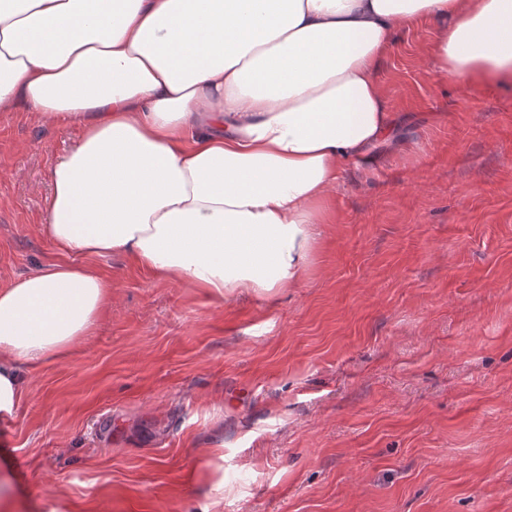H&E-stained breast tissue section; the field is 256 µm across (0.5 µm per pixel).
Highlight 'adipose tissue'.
Masks as SVG:
<instances>
[{"instance_id": "adipose-tissue-1", "label": "adipose tissue", "mask_w": 512, "mask_h": 512, "mask_svg": "<svg viewBox=\"0 0 512 512\" xmlns=\"http://www.w3.org/2000/svg\"><path fill=\"white\" fill-rule=\"evenodd\" d=\"M0 0V111L74 127L43 234L65 255L0 289V419L23 369L91 335L133 260L224 300L295 285L346 164L395 132L376 71L439 21L431 64L512 80V0ZM83 263L70 262V255Z\"/></svg>"}]
</instances>
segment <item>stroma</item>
I'll list each match as a JSON object with an SVG mask.
<instances>
[{"label": "stroma", "mask_w": 512, "mask_h": 512, "mask_svg": "<svg viewBox=\"0 0 512 512\" xmlns=\"http://www.w3.org/2000/svg\"><path fill=\"white\" fill-rule=\"evenodd\" d=\"M438 27L396 32V144L348 168L294 286L220 301L94 259V333L0 421V512H512V86L434 73ZM76 138L0 112V288L59 261Z\"/></svg>", "instance_id": "stroma-1"}]
</instances>
